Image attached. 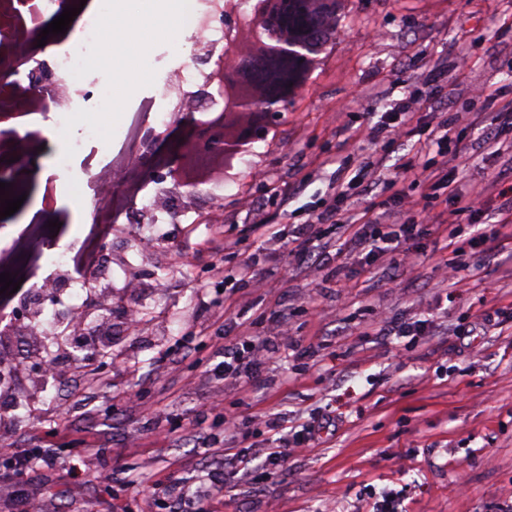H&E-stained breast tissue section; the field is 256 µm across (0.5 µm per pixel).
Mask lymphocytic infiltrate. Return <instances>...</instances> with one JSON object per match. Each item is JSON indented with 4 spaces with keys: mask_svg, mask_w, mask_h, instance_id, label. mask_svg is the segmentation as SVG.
I'll return each mask as SVG.
<instances>
[{
    "mask_svg": "<svg viewBox=\"0 0 512 512\" xmlns=\"http://www.w3.org/2000/svg\"><path fill=\"white\" fill-rule=\"evenodd\" d=\"M468 95L472 103L491 110L498 123L499 135L485 140L488 154L512 152V143H505L500 138L501 133H512V105H500L497 95L481 84L469 85ZM420 101L419 93H408L380 113L377 122L367 125L363 131L364 139L370 145L385 139L412 140L417 129L421 127L429 131L428 140L418 143L417 155L408 158L394 171H387L374 163L359 167L351 179L352 184L358 186H370L379 181L384 183L389 192L382 203L386 223L372 219L365 210L358 212L351 208L332 207L312 216L309 223L289 233L288 247L291 253L310 256L316 249L315 243L318 239L316 225L336 224L348 232L350 245L364 251L367 257H385L391 266L413 268L425 261L424 254L414 244L422 225L438 224L443 226L455 258L451 261L435 260L434 268L440 271L443 280L453 281L455 286L461 287L465 284L462 273L467 264L464 260L466 250L457 242L459 225L462 221L473 220L486 191L489 190L509 199L510 204L502 208L496 224L487 229H477L476 239L493 249L512 243V183L496 178L486 186L473 187L466 193L458 192L456 188L458 176L467 166V157L463 149H450L449 144L456 127L468 122L467 111H459L454 118L448 119L433 110L422 111ZM427 151L440 156L438 165L419 163L418 154ZM441 196L451 200V208L440 212L433 211L431 201ZM277 354V348L268 346L255 337H243L224 354V376L238 382L242 389H250L255 383L258 370L262 365L273 362ZM268 425L271 430L279 432L280 438L277 447L264 451L262 464L266 467L286 468L289 458L296 451L315 440V431L311 428L303 433H286L282 430L280 420L276 418L269 419Z\"/></svg>",
    "mask_w": 512,
    "mask_h": 512,
    "instance_id": "1",
    "label": "lymphocytic infiltrate"
}]
</instances>
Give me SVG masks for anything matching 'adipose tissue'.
<instances>
[{
  "instance_id": "adipose-tissue-1",
  "label": "adipose tissue",
  "mask_w": 512,
  "mask_h": 512,
  "mask_svg": "<svg viewBox=\"0 0 512 512\" xmlns=\"http://www.w3.org/2000/svg\"><path fill=\"white\" fill-rule=\"evenodd\" d=\"M181 0H92V8H110L112 11V39L106 54H96L88 63L98 66L105 59L119 60L122 68L115 72L114 88H121L125 68L142 69L150 37L162 36L177 40L181 28L176 25V11Z\"/></svg>"
}]
</instances>
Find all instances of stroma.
I'll return each mask as SVG.
<instances>
[{
    "label": "stroma",
    "mask_w": 512,
    "mask_h": 512,
    "mask_svg": "<svg viewBox=\"0 0 512 512\" xmlns=\"http://www.w3.org/2000/svg\"><path fill=\"white\" fill-rule=\"evenodd\" d=\"M346 36L327 51L311 76L312 88L234 166L233 179L194 198L174 191L173 180H147L137 199L111 224L86 223L70 204L87 193L85 171L114 156L139 152L128 127L154 118L142 106L156 74L128 73L113 105L73 116L66 138L86 123L114 120L109 147L88 144L71 170L40 182L62 146L55 116L42 113L34 128L45 148L38 161L7 173L6 198L24 202L8 225L43 202L46 217L82 226L99 240L95 270L41 269L21 293L53 278L64 300L88 312L87 345L102 350L94 364L52 338L26 330L0 331V368H20L0 386V441L49 450L22 480L23 496L51 497L57 512H173L167 491H211L209 473L225 459L253 455L273 438L266 421L299 431L319 423L310 451L293 455L285 470L260 469L230 482L214 512H365L387 492L402 494L405 512H501L512 504V251L472 243L461 227L475 272L467 287L441 282L432 263L388 269L353 255L344 273L357 281L340 295L316 258L290 255L284 239L259 235L257 225L283 231L307 223L311 211L336 206L335 186L360 162L395 161L408 144L374 148L360 131L371 113L402 98L418 72L438 80L426 104L454 113L467 106L466 87L485 83L501 102L512 101V0H341ZM467 42L473 67L459 74L452 47ZM458 133L468 158L461 191L499 174L512 179V162L489 156L487 135L497 133L491 112L475 111ZM341 157L342 167L323 166ZM265 180L253 179V170ZM257 204L243 211L241 199ZM159 234L151 253L136 238ZM264 280L252 291L238 279L243 266ZM138 288L124 287L126 277ZM138 308L142 322L129 332L124 314ZM390 320L428 319L430 334L415 343L365 335L366 308ZM288 313L296 344L261 367L242 390L224 377V351L238 337H269L275 315ZM60 361L59 379L37 377L38 357ZM236 413L237 433L224 430ZM98 453L97 470L84 471L85 449ZM82 485L80 495L69 489ZM23 496L0 483V512H22Z\"/></svg>",
    "instance_id": "stroma-1"
}]
</instances>
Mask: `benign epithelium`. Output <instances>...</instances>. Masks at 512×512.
I'll return each mask as SVG.
<instances>
[{"instance_id":"obj_1","label":"benign epithelium","mask_w":512,"mask_h":512,"mask_svg":"<svg viewBox=\"0 0 512 512\" xmlns=\"http://www.w3.org/2000/svg\"><path fill=\"white\" fill-rule=\"evenodd\" d=\"M266 10L255 9L248 27L259 56H244L237 48L224 49L207 75L208 84L223 97L219 117L187 128L178 124L144 132L137 163L151 167L160 141L186 132L193 140L196 161L222 157L228 164L267 138L274 125L292 111L295 99L306 90L315 66L327 47L318 33L314 0H272Z\"/></svg>"}]
</instances>
